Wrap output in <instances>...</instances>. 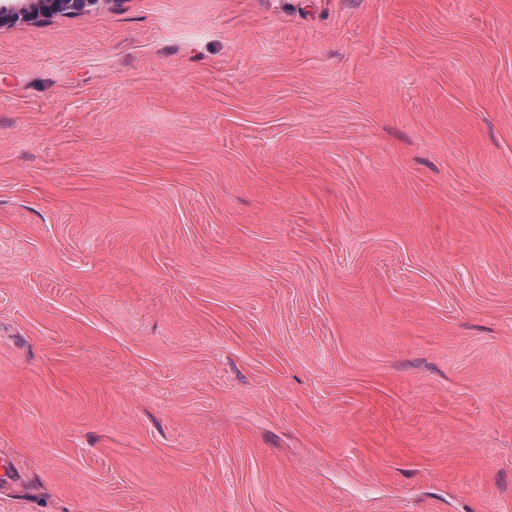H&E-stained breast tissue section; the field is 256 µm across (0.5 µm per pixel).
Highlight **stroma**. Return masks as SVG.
Wrapping results in <instances>:
<instances>
[{"instance_id":"obj_1","label":"stroma","mask_w":512,"mask_h":512,"mask_svg":"<svg viewBox=\"0 0 512 512\" xmlns=\"http://www.w3.org/2000/svg\"><path fill=\"white\" fill-rule=\"evenodd\" d=\"M0 512H512V0H104L0 28Z\"/></svg>"}]
</instances>
